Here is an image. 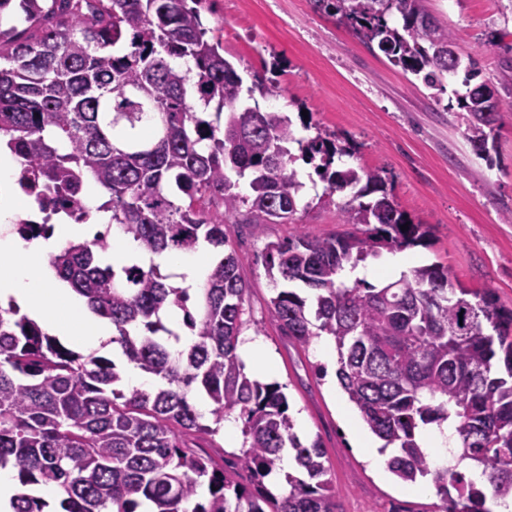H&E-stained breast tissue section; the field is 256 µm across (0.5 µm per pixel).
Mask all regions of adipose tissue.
Here are the masks:
<instances>
[{
  "mask_svg": "<svg viewBox=\"0 0 512 512\" xmlns=\"http://www.w3.org/2000/svg\"><path fill=\"white\" fill-rule=\"evenodd\" d=\"M84 202L90 211L88 222L71 224L66 218H59L48 240L29 245L9 236L0 238V267L12 269L11 276L0 277V303H15L56 335L80 346L93 347L111 337V325L85 318L69 289L57 286L55 274L47 262L49 254L56 251L60 242L93 238L109 224L110 214L102 209L95 186L87 187ZM112 260L170 266L179 274L184 286L192 289L201 284L204 275L205 255L201 252L191 257L169 252L153 255L132 247L124 253H113Z\"/></svg>",
  "mask_w": 512,
  "mask_h": 512,
  "instance_id": "ef3b65f1",
  "label": "adipose tissue"
}]
</instances>
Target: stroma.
I'll return each instance as SVG.
<instances>
[{"mask_svg":"<svg viewBox=\"0 0 512 512\" xmlns=\"http://www.w3.org/2000/svg\"><path fill=\"white\" fill-rule=\"evenodd\" d=\"M430 10L478 59L498 98L489 160L465 139L459 111L444 109L419 80L311 0H203L201 15L244 82L257 73L284 87L275 108L290 116L296 137H304V122L317 124L349 141L353 164L383 172L399 210L428 231L423 245L402 251L412 265H443L454 284L491 292L512 308V223L502 220L512 212V80L503 78L512 66V0H430ZM295 167L306 191L293 222L224 223L248 286L241 335L272 361L271 380L288 397L295 434L326 448L343 512H431L439 500L431 478L401 482L353 448L342 392L315 375L322 339L306 346L288 340L271 313L266 244L294 233L335 234V205L346 199L337 193L333 204H318L325 184L314 165L299 160Z\"/></svg>","mask_w":512,"mask_h":512,"instance_id":"stroma-1","label":"stroma"}]
</instances>
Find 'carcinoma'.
Instances as JSON below:
<instances>
[{"mask_svg":"<svg viewBox=\"0 0 512 512\" xmlns=\"http://www.w3.org/2000/svg\"><path fill=\"white\" fill-rule=\"evenodd\" d=\"M316 9L376 44L390 62L440 98L448 74L464 69L457 107L465 136L487 151L495 114L475 107L488 91L472 56L448 55L455 33L428 12L426 0H312ZM202 0H20L38 34L0 28V143L14 154L21 185L65 204L77 222L89 210L88 181L108 195L112 228L143 251L190 253L200 241L226 245L224 217L245 208V223L292 220L305 183L288 144L326 183L325 194L353 190L336 204V223L352 230L326 238L296 234L270 242L272 280L290 288L270 299L283 335L301 345L327 336L336 378L369 429L395 448L389 470L414 483L432 476L434 512H490L487 494L512 497V309L455 287L437 264L414 267L380 287L339 280L382 249L423 242L386 191L385 178L342 161L353 153L336 135L296 138L291 118L242 100L243 80L207 38ZM267 99L285 92L258 80ZM253 88V89H255ZM248 89V92H253ZM231 169L247 179L235 192ZM379 192L388 207L360 198ZM189 198L177 203L179 195ZM206 200L224 211L211 217ZM408 225V230L401 226ZM105 238L69 243L51 255L57 278L112 323V344L149 388L120 389L114 361L84 355L19 309L0 307V468L18 469L22 486L62 491L59 512H343L318 440L293 432L282 386L249 377L237 354L246 284L232 251L207 269L195 303L159 266L101 265ZM193 393L208 402L203 412ZM238 413L242 451L217 470L179 434L214 435ZM213 425L203 423L205 414ZM451 424L461 458L486 484L452 467L433 469L419 438ZM299 467L275 495L263 480L284 449ZM27 491L13 512H44Z\"/></svg>","mask_w":512,"mask_h":512,"instance_id":"obj_1","label":"carcinoma"}]
</instances>
